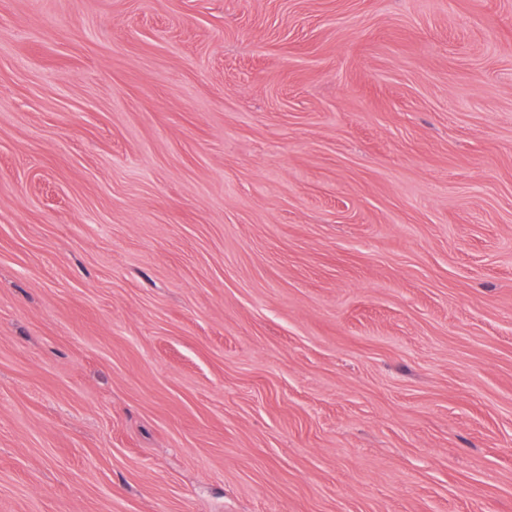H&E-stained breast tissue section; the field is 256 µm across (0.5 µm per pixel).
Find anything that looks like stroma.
I'll return each mask as SVG.
<instances>
[{
	"label": "stroma",
	"instance_id": "35a3bbf8",
	"mask_svg": "<svg viewBox=\"0 0 512 512\" xmlns=\"http://www.w3.org/2000/svg\"><path fill=\"white\" fill-rule=\"evenodd\" d=\"M0 512H512V0H0Z\"/></svg>",
	"mask_w": 512,
	"mask_h": 512
}]
</instances>
